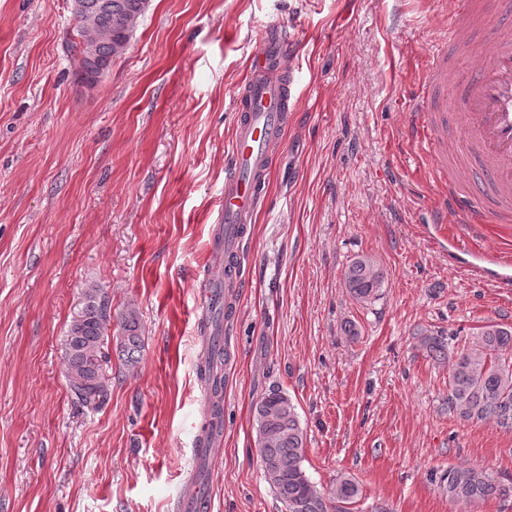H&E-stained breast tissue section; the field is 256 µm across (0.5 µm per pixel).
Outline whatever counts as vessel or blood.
<instances>
[{"mask_svg":"<svg viewBox=\"0 0 512 512\" xmlns=\"http://www.w3.org/2000/svg\"><path fill=\"white\" fill-rule=\"evenodd\" d=\"M450 22L440 35V47L429 56L424 83L410 94L414 113L406 133L435 163L446 182L432 209V221L444 224L457 213L470 224L512 223V30L502 32L493 14L484 24L489 38L486 61L460 71L453 59L454 45L469 36L475 0H452ZM288 33L281 25L265 29L250 54V72L235 99V129L229 169L224 176V199L218 221L224 235L217 249L225 257L239 256L261 193L272 167V154L288 125L295 105L284 61ZM456 115L465 150L477 153L488 178L486 191L462 193L454 184L462 171V151L448 145V117ZM213 443L204 435L193 442L194 465L190 492L175 496L176 512H201L209 506L208 473Z\"/></svg>","mask_w":512,"mask_h":512,"instance_id":"b4317fda","label":"vessel or blood"}]
</instances>
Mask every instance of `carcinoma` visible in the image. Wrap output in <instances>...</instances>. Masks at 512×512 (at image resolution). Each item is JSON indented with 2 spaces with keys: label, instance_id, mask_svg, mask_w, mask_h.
Here are the masks:
<instances>
[{
  "label": "carcinoma",
  "instance_id": "cac0c4a2",
  "mask_svg": "<svg viewBox=\"0 0 512 512\" xmlns=\"http://www.w3.org/2000/svg\"><path fill=\"white\" fill-rule=\"evenodd\" d=\"M148 5L149 0H83L84 14L75 16L76 40L70 43V54L84 82L97 81L112 59L128 49L137 21ZM382 282V269L368 255L351 259L344 271V286L360 304L376 298ZM107 304L103 289L94 285L85 289L84 314L71 321L64 340L66 378L84 404L101 401L107 395L106 377L95 360L102 359L111 321L117 322L116 351L123 365L135 367L143 351L136 311L126 309L114 318L111 311H103ZM208 329V322L202 321L200 333L207 349L198 375L211 402L208 426L212 430L224 398V349L219 347L220 337L207 335ZM422 345L434 360L451 361L445 399L448 415L467 423L491 422L512 430V326H483L451 359L448 338L441 331L425 336ZM254 416L265 479L287 512H349V505L362 494L359 483L353 477L341 476L327 494L316 487L304 467L307 432L288 395L279 389L262 394L254 403ZM445 489L450 501L473 506L512 496L511 485L476 465L449 468Z\"/></svg>",
  "mask_w": 512,
  "mask_h": 512
}]
</instances>
